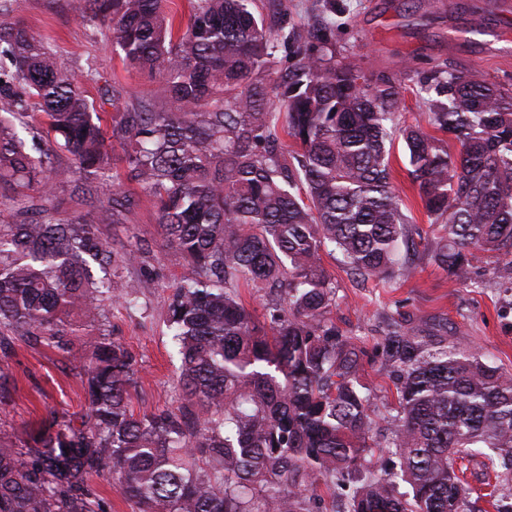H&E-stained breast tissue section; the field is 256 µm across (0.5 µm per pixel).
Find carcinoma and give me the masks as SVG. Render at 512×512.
<instances>
[{
    "label": "carcinoma",
    "instance_id": "obj_1",
    "mask_svg": "<svg viewBox=\"0 0 512 512\" xmlns=\"http://www.w3.org/2000/svg\"><path fill=\"white\" fill-rule=\"evenodd\" d=\"M87 2L152 85L135 101L112 85V139L188 266L166 314L184 402L135 415L137 361L100 334L79 372L84 421L50 416L20 444L0 436V512H108L101 477L139 512H317L321 481L356 484L343 512H473L456 460L489 448L512 467V378L465 349L432 352L395 332L383 354L399 406L378 441L358 383L365 351L330 318L324 249L367 280L391 277L412 241L388 170L400 86L313 51L319 29L272 30L253 0H190L180 33L162 0ZM16 3L0 0V190L14 204L0 224V346L74 359L77 323L102 326L107 303L130 307V287H155L121 274L140 241L114 252L99 231L124 223L141 196L119 187L82 81L3 20ZM280 52L292 63L273 79ZM430 81L446 96L431 105L434 124L459 149L412 127L402 138L428 216L447 229L435 262L464 283L474 251L512 256V89L455 70ZM280 128L302 152H288ZM66 183L77 204L97 205L98 223L51 205ZM241 288L277 290L283 305L266 324ZM384 448L411 498L376 468Z\"/></svg>",
    "mask_w": 512,
    "mask_h": 512
}]
</instances>
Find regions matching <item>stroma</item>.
Segmentation results:
<instances>
[{
  "instance_id": "stroma-1",
  "label": "stroma",
  "mask_w": 512,
  "mask_h": 512,
  "mask_svg": "<svg viewBox=\"0 0 512 512\" xmlns=\"http://www.w3.org/2000/svg\"><path fill=\"white\" fill-rule=\"evenodd\" d=\"M253 9L274 29L310 27L326 19L337 57L348 58L369 78L399 79L398 123L433 136L438 130L429 106L438 94L424 84V76L457 69L512 86V0H255ZM88 13L86 0H20L10 18L45 41L61 66L83 79L89 101L108 128L112 108L104 98L113 83L125 86L135 98L144 96L148 86L107 41L105 22L89 20ZM389 166L391 184L416 233V248L408 253L411 275L363 282L347 269L340 252L322 255L336 296L331 316L342 334L367 352L360 381L370 392L369 414L380 431L386 426V408L396 403L389 366L381 355L384 338L392 332L411 329L420 339L472 351L512 377V265L480 252L472 261L469 283L449 279L433 260L443 231L430 222L411 183L405 144L397 133ZM157 222L154 208L145 202L124 223L100 227L103 242L117 250L129 236L138 235L143 255L124 276L133 282L149 275L159 283L134 306H112L106 324L112 338L136 357L139 373L132 407L140 415L181 401L180 360L166 307L171 285L186 274L187 266L163 245ZM0 368L16 382L7 402L0 404L1 433L21 437L50 415L84 413L74 364L55 350L34 349L17 340L0 349ZM489 454L482 448L456 465L477 498V512H496V499L512 503V472L492 468Z\"/></svg>"
}]
</instances>
